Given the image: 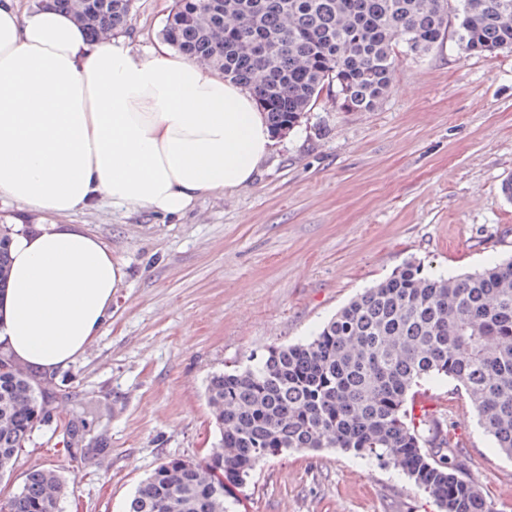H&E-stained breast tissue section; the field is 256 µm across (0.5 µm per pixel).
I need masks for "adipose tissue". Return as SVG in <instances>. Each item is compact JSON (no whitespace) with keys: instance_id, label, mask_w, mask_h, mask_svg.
Segmentation results:
<instances>
[{"instance_id":"ef3b65f1","label":"adipose tissue","mask_w":512,"mask_h":512,"mask_svg":"<svg viewBox=\"0 0 512 512\" xmlns=\"http://www.w3.org/2000/svg\"><path fill=\"white\" fill-rule=\"evenodd\" d=\"M272 134L254 97L167 44L90 42L69 13L0 0V198L63 215L108 200L174 215L250 184ZM0 348L67 367L112 316L123 271L92 235L54 224L11 235Z\"/></svg>"}]
</instances>
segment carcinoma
<instances>
[{"label": "carcinoma", "mask_w": 512, "mask_h": 512, "mask_svg": "<svg viewBox=\"0 0 512 512\" xmlns=\"http://www.w3.org/2000/svg\"><path fill=\"white\" fill-rule=\"evenodd\" d=\"M91 41L126 25L132 0H44ZM466 54L512 49V0H174L162 39L255 96L277 137L299 126L319 93L346 112L388 95L394 47L427 56L449 24ZM10 232L0 228V291ZM446 377L512 457V258L455 276L407 262L357 294L309 340L212 374L217 441L201 461L168 457L142 480L127 512H236L233 489L263 460L292 449L339 448L390 465L441 512H492L454 457L459 438L439 410L416 414V388ZM0 354V475L45 420L43 391ZM67 481L29 471L0 512H57Z\"/></svg>", "instance_id": "1"}]
</instances>
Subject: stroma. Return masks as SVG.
Returning <instances> with one entry per match:
<instances>
[{"label": "stroma", "instance_id": "obj_1", "mask_svg": "<svg viewBox=\"0 0 512 512\" xmlns=\"http://www.w3.org/2000/svg\"><path fill=\"white\" fill-rule=\"evenodd\" d=\"M172 0H134L121 36L144 53ZM421 60L399 51L372 112L323 90L276 138L255 181L177 215L104 201L66 215L0 202V227L56 224L95 236L124 272L112 317L68 367L48 373L50 420L18 455L0 500L28 469L68 481L62 512H124L167 457L199 460L216 439L212 373L312 337L354 296L406 262L458 275L512 257V51L467 55L455 30ZM419 400L444 410L455 455L494 512H512V458L452 380ZM238 512H438L404 475L335 448L260 462Z\"/></svg>", "mask_w": 512, "mask_h": 512}]
</instances>
